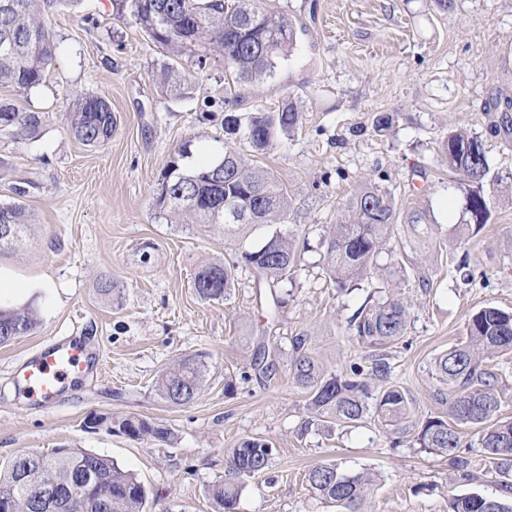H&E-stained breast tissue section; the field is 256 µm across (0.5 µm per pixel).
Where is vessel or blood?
Listing matches in <instances>:
<instances>
[{
	"label": "vessel or blood",
	"mask_w": 512,
	"mask_h": 512,
	"mask_svg": "<svg viewBox=\"0 0 512 512\" xmlns=\"http://www.w3.org/2000/svg\"><path fill=\"white\" fill-rule=\"evenodd\" d=\"M91 363L86 344L67 337L52 340L18 365L17 390L33 405H49L79 381Z\"/></svg>",
	"instance_id": "b4317fda"
}]
</instances>
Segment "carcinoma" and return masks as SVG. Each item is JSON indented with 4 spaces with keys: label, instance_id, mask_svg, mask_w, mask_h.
<instances>
[{
    "label": "carcinoma",
    "instance_id": "carcinoma-1",
    "mask_svg": "<svg viewBox=\"0 0 512 512\" xmlns=\"http://www.w3.org/2000/svg\"><path fill=\"white\" fill-rule=\"evenodd\" d=\"M117 16L131 8L136 23L154 43L182 53L202 42L224 57L225 67L240 82L259 81L272 73L276 60L289 56L296 44V28L290 18L272 6V0H114ZM80 0H0V85L21 90L39 86L55 55L43 18L59 7L76 8ZM186 76L163 66L159 83L174 91L185 89ZM224 140L243 141L253 150L265 151L281 137L295 133L299 110L294 97L285 99L273 112L239 115L237 101L224 99ZM74 137L86 146L99 147L112 139L117 118L103 98L77 94L64 109ZM39 112H21L0 101V130L32 136L40 128ZM440 152L448 170L467 182L464 209L468 224L481 228L488 223L496 204L495 193L512 192V174L504 177L492 167L483 142L465 127L448 130ZM190 145H184L165 163L160 191L154 199L156 212L176 224H222L225 207L240 213L237 224H285L294 208L286 188L269 171L249 163L244 155L228 148L213 160L189 166ZM427 209L397 207L388 192L374 184H362L345 200L341 216L326 241L323 256L328 276L343 289L376 268L384 242L400 224H432ZM12 232L0 235V250L23 241L33 226L29 212L20 204L0 205V226ZM245 265L269 280V286L288 274L300 260L291 235L273 232L263 244L243 253ZM231 269L222 264L201 266L193 280L197 295L222 301L230 295ZM39 322L35 309L24 306L0 309V344L31 333ZM408 309L397 297L387 295L360 307L349 321L352 335L362 346L377 352L372 366L359 362L349 370L328 374L304 348V339L293 342L290 372L308 394V410L337 425L354 426L374 412L388 421L410 415L405 392L388 384L391 367L384 348L404 335ZM512 353V312L484 307L466 325V341L437 357L435 370L451 389L448 420L430 418L422 423L417 441L446 457L464 478L471 477V459L460 451L461 428L475 429L477 448L499 478L512 491V419L501 417L504 393L499 374L484 361ZM207 365L200 355H185L157 378L154 390L165 402L186 406L201 393ZM104 424L129 433L133 440L150 439L168 445L174 433L165 425L139 415H103ZM272 460L268 442L243 438L225 459V475L209 486L215 512H234L249 480L265 473ZM92 471L84 488L73 487V476ZM310 490L336 512H368L365 509L376 475L347 471L334 461L314 465L307 474ZM46 487L72 491L74 508L52 504L39 510L37 494ZM148 493L137 477L111 458L86 450L61 446L49 453L28 451L0 460V502L10 512H145ZM449 512H512V505L478 494L457 495Z\"/></svg>",
    "mask_w": 512,
    "mask_h": 512
}]
</instances>
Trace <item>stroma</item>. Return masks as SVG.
<instances>
[{"instance_id": "1", "label": "stroma", "mask_w": 512, "mask_h": 512, "mask_svg": "<svg viewBox=\"0 0 512 512\" xmlns=\"http://www.w3.org/2000/svg\"><path fill=\"white\" fill-rule=\"evenodd\" d=\"M299 25L290 57L272 76L240 83L223 57L206 46L204 66L153 43L132 16L113 17L112 0H81L45 20L56 58L43 83L29 90L0 86V99L42 113L35 136L0 131V204L24 205L36 224L0 268L43 282L29 300L39 315L28 335L0 345V459L60 445L93 450L132 471L145 485L146 512H212L207 488L224 474V459L243 438L273 448L266 474L250 480L235 512H336L309 492L306 473L333 461L380 480L372 512H448V502L475 493L511 501L471 450L473 475L462 479L445 456L420 447L415 433L448 416V387L433 362L463 341L469 315L486 306L512 310V202L491 212L471 239L466 186L448 172L438 150L450 128L478 136L494 169L512 172V135L495 133L500 113L491 98H512V0H455L451 11L429 0H279ZM190 73L192 91L164 95V65ZM82 93L108 101L119 128L91 148L70 132L64 108ZM296 94L298 131L261 156L294 198L281 232L305 243L300 263L276 288L246 266L243 251L273 229L245 224H170L155 216L153 195L166 160L183 145L218 149L224 96L249 115L277 110ZM395 117L391 135L372 130L377 113ZM376 183L397 202L428 207L432 234H393L371 278L339 292L323 254L350 191ZM422 188V195L411 192ZM468 255V276L453 263ZM233 268L235 286L221 302L201 300L192 284L199 267ZM112 280L111 297L97 290ZM397 296L408 306L404 335L387 350L391 381L412 408L410 433L368 415L353 428L324 427L290 373L295 338L325 370L341 373L371 351L351 336L349 320L369 299ZM283 298L274 306L271 297ZM80 336L97 352L87 378L54 404L34 409L15 393L20 360L55 337ZM275 354L266 374L253 369L258 345ZM209 366L200 396L173 406L154 382L188 354ZM233 392H225L226 382ZM138 414L171 428L173 444L133 440L90 415Z\"/></svg>"}]
</instances>
